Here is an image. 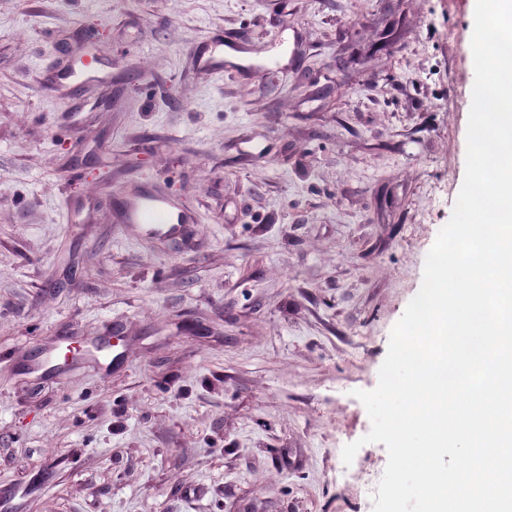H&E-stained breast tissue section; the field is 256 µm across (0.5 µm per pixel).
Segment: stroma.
<instances>
[{
  "label": "stroma",
  "mask_w": 512,
  "mask_h": 512,
  "mask_svg": "<svg viewBox=\"0 0 512 512\" xmlns=\"http://www.w3.org/2000/svg\"><path fill=\"white\" fill-rule=\"evenodd\" d=\"M475 2L0 0V512H368L342 449L463 185ZM89 45L111 82L54 90ZM144 181L183 240L120 220ZM241 42L237 38L217 36L197 49V59L201 68L211 71L215 75L232 76L233 73H242L249 66L239 63H232L227 66V57L233 54L242 53Z\"/></svg>",
  "instance_id": "35a3bbf8"
}]
</instances>
